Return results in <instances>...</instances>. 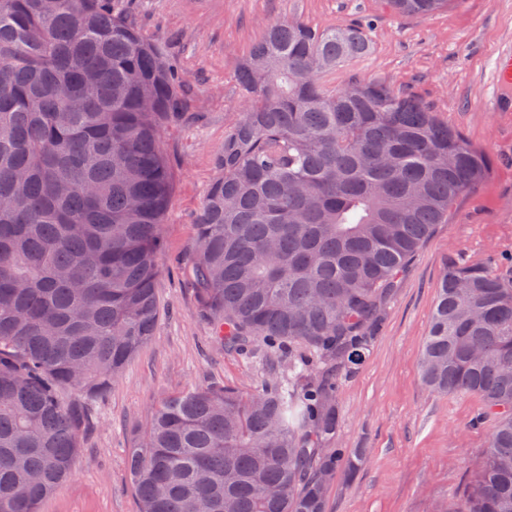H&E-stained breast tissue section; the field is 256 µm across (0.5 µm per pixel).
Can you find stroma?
I'll use <instances>...</instances> for the list:
<instances>
[{"label": "stroma", "instance_id": "obj_1", "mask_svg": "<svg viewBox=\"0 0 512 512\" xmlns=\"http://www.w3.org/2000/svg\"><path fill=\"white\" fill-rule=\"evenodd\" d=\"M143 37L185 76L183 115L161 128L175 172L163 226L155 338L87 406L89 424L71 478L42 512H137L127 455L135 433L169 395L212 382L245 393L286 366L227 352L200 315L181 275L196 244L202 199L217 173L224 134L239 119L237 67L272 23L368 24L369 52L324 73L334 87L381 78L426 101L476 148L492 171L459 198L400 276L365 358L339 372V440L361 448L354 479L337 478L329 512H431L475 466L488 432L471 427L480 397L438 396L418 363L440 281L451 266L479 265L512 275V86H496L493 65L512 49V0H460L425 17H397L384 0H123Z\"/></svg>", "mask_w": 512, "mask_h": 512}]
</instances>
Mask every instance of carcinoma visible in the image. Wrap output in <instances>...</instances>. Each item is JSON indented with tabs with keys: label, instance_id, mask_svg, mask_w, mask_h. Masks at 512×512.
I'll list each match as a JSON object with an SVG mask.
<instances>
[{
	"label": "carcinoma",
	"instance_id": "carcinoma-1",
	"mask_svg": "<svg viewBox=\"0 0 512 512\" xmlns=\"http://www.w3.org/2000/svg\"><path fill=\"white\" fill-rule=\"evenodd\" d=\"M387 2L418 16L453 0ZM369 49L358 24L287 19L237 70L241 116L182 274L226 350L286 356L288 379L165 398L128 453L138 512H327L364 455L338 438L336 370L361 361L407 262L488 169L386 81L320 83ZM182 84L120 0H0V512H39L71 477L84 407L154 338L174 186L160 128ZM419 372L480 396L472 425L489 427L435 512H512V279L448 268Z\"/></svg>",
	"mask_w": 512,
	"mask_h": 512
}]
</instances>
